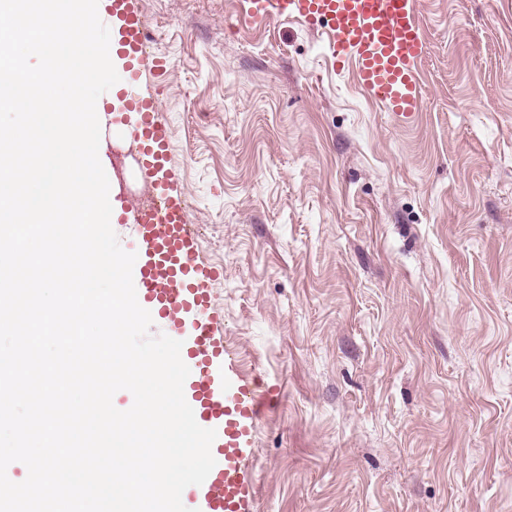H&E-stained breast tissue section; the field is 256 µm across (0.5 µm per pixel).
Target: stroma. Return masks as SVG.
<instances>
[{
    "mask_svg": "<svg viewBox=\"0 0 512 512\" xmlns=\"http://www.w3.org/2000/svg\"><path fill=\"white\" fill-rule=\"evenodd\" d=\"M140 4L224 342L271 399L255 512H512V0H419L409 125L323 29ZM101 139L113 208L148 195Z\"/></svg>",
    "mask_w": 512,
    "mask_h": 512,
    "instance_id": "35a3bbf8",
    "label": "stroma"
}]
</instances>
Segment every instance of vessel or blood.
Masks as SVG:
<instances>
[{
    "instance_id": "obj_1",
    "label": "vessel or blood",
    "mask_w": 512,
    "mask_h": 512,
    "mask_svg": "<svg viewBox=\"0 0 512 512\" xmlns=\"http://www.w3.org/2000/svg\"><path fill=\"white\" fill-rule=\"evenodd\" d=\"M105 10L110 58L120 68L112 88L120 110L112 123L133 144L152 196L150 205H131L135 235L121 246L137 255L139 304L158 332L183 343L190 369L184 394L198 424L217 433L214 468L202 485L184 490L182 501L192 512H253L252 434L264 401L224 344L212 300L216 273L199 258V237L172 169L171 130L148 86V72L164 71L166 61L150 49L140 0H105ZM248 13L324 28L337 65L352 68L360 88L396 122L414 121L424 52L417 0H248Z\"/></svg>"
}]
</instances>
